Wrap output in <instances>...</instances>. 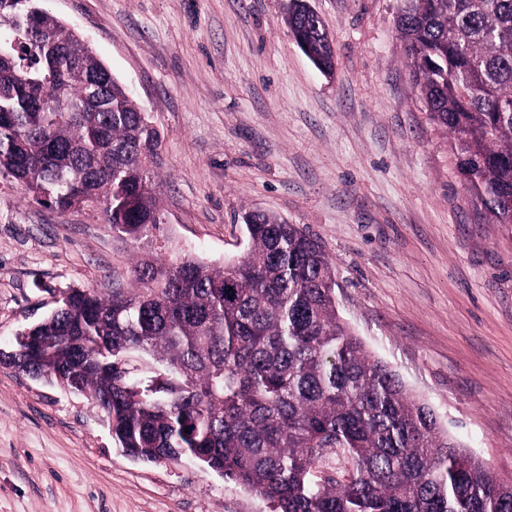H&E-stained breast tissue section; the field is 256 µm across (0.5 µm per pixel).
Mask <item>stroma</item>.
Returning a JSON list of instances; mask_svg holds the SVG:
<instances>
[{
    "label": "stroma",
    "instance_id": "obj_1",
    "mask_svg": "<svg viewBox=\"0 0 512 512\" xmlns=\"http://www.w3.org/2000/svg\"><path fill=\"white\" fill-rule=\"evenodd\" d=\"M287 0H39L87 39L161 133L164 234L211 264L251 211L318 238L336 309L493 473L512 479V224L469 193L413 84L403 0H310L326 75ZM135 244L0 178V350L61 292L129 284ZM0 512H272L188 462L127 455L84 394L0 364ZM286 22L299 48L317 69L332 72L335 68L334 51L322 21L312 17L305 4L288 6Z\"/></svg>",
    "mask_w": 512,
    "mask_h": 512
}]
</instances>
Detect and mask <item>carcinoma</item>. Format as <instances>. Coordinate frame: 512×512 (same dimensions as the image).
Listing matches in <instances>:
<instances>
[{
	"mask_svg": "<svg viewBox=\"0 0 512 512\" xmlns=\"http://www.w3.org/2000/svg\"><path fill=\"white\" fill-rule=\"evenodd\" d=\"M397 29L429 119L495 224H512V0H404ZM286 22L317 69L322 21ZM161 138L101 58L32 0H0V176L60 212L92 209L136 244L158 237ZM220 266L145 254L137 287L70 288L10 362L85 393L143 462H193L274 512H512L498 479L336 311L321 243L248 212Z\"/></svg>",
	"mask_w": 512,
	"mask_h": 512,
	"instance_id": "1",
	"label": "carcinoma"
}]
</instances>
